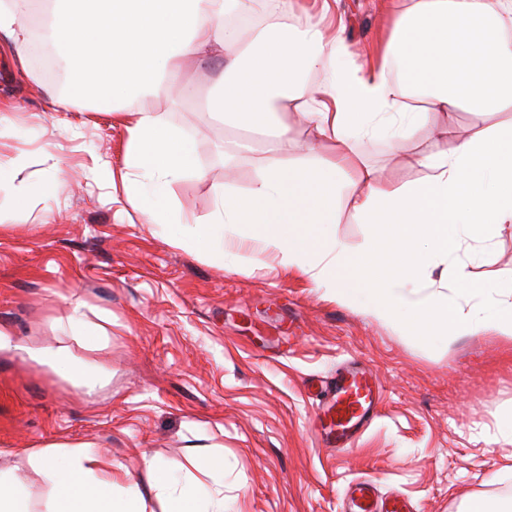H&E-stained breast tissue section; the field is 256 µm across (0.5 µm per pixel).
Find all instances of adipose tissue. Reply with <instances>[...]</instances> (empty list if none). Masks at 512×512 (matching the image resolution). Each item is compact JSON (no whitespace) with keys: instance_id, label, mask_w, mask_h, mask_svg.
Instances as JSON below:
<instances>
[{"instance_id":"obj_1","label":"adipose tissue","mask_w":512,"mask_h":512,"mask_svg":"<svg viewBox=\"0 0 512 512\" xmlns=\"http://www.w3.org/2000/svg\"><path fill=\"white\" fill-rule=\"evenodd\" d=\"M28 0H0V36L19 66H26L31 38L18 27ZM267 0H47V38L70 74L69 92L54 97V111L89 102L123 115L128 134L126 174L144 187L127 203L146 223L175 224L172 246L224 261V227L241 225L253 240L279 250L285 266L300 270L337 302L370 316L432 325L448 336L480 329L512 338V286L476 283L466 253L489 248L512 224V121L463 133L428 119L432 112L467 108L492 115L512 106V0H404L393 8L389 36L361 60L342 34L322 21L304 27L268 23L249 43L224 25L231 15L264 16ZM223 51L227 62L207 102L221 120L274 139L264 173L247 197L218 189L207 220L176 222L171 185L195 169V141L152 112L124 111L137 93L170 90L194 94L180 79L186 55ZM326 73L310 83L308 73ZM294 103L305 122L330 143L326 157L301 163L288 125L280 120ZM428 146L418 160L427 169L414 188L383 185L357 149L365 136L386 137L401 149L418 127ZM346 200L362 224L411 228L413 262L404 278L378 288L365 272L378 261L374 243L351 250L334 230L337 203ZM70 324L80 327L76 345L31 348L30 359L47 364L75 386L107 387L111 372L96 373L74 346L91 348L99 330L84 324V302L70 301ZM148 487L92 444L49 445L31 456L50 484L41 512H149L147 492L165 501L163 512H226L224 461L205 453L186 468L142 457ZM207 474L211 486L191 480L188 469Z\"/></svg>"}]
</instances>
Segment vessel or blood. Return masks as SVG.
<instances>
[{
	"label": "vessel or blood",
	"mask_w": 512,
	"mask_h": 512,
	"mask_svg": "<svg viewBox=\"0 0 512 512\" xmlns=\"http://www.w3.org/2000/svg\"><path fill=\"white\" fill-rule=\"evenodd\" d=\"M376 383L370 371L353 367L336 376V385L328 390L325 408L313 429L325 447L352 448L358 435L373 419L377 409ZM346 495L350 512H413L408 501L397 495L379 499L372 481L349 486Z\"/></svg>",
	"instance_id": "obj_1"
}]
</instances>
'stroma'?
Listing matches in <instances>:
<instances>
[{
	"mask_svg": "<svg viewBox=\"0 0 512 512\" xmlns=\"http://www.w3.org/2000/svg\"><path fill=\"white\" fill-rule=\"evenodd\" d=\"M347 43L370 50L389 22L382 0H338ZM224 70L216 53L188 60V100L158 92L133 96L196 142V170L172 186L179 217L208 218L214 189L248 195L262 174L266 136L220 124L202 108ZM59 86L37 68L19 72L0 57V327L14 350L0 352V472L21 483L39 512L50 485L29 459L59 443L90 442L140 482L146 450L184 462L193 447L224 458L227 512H342L349 485L373 481L416 512H459L464 500L512 499V443L498 432L512 412V339L479 331L423 336L342 305L308 277L285 268L277 251L250 257L244 228L224 233L225 269L172 247L126 205L120 179L127 133L122 117L83 105L58 127L49 107ZM426 128L400 151L387 140L358 150L381 181L419 185ZM251 152L225 165L224 145ZM57 184L43 193L44 183ZM477 279L512 280V226L471 267ZM88 320L112 318L102 347L78 349L112 372L111 388H74L30 360L32 346L70 339V300ZM294 323L288 357L271 337ZM358 361L373 373L378 412L354 447L329 451L310 429L316 381Z\"/></svg>",
	"mask_w": 512,
	"mask_h": 512,
	"instance_id": "stroma-1",
	"label": "stroma"
}]
</instances>
